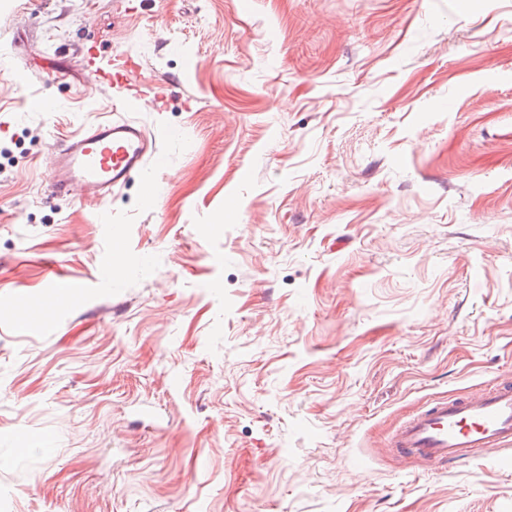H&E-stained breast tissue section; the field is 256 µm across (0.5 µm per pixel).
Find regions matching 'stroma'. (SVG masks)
<instances>
[{"label":"stroma","mask_w":512,"mask_h":512,"mask_svg":"<svg viewBox=\"0 0 512 512\" xmlns=\"http://www.w3.org/2000/svg\"><path fill=\"white\" fill-rule=\"evenodd\" d=\"M115 112L162 165L52 193ZM502 383L512 0H0V512H512L499 451L387 446ZM104 58L90 46L85 51L86 68L96 80L118 90H134V85L128 79L130 72L137 66L130 58L118 56L107 67L103 65ZM122 63H117V62Z\"/></svg>","instance_id":"35a3bbf8"}]
</instances>
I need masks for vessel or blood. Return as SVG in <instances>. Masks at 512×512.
Segmentation results:
<instances>
[{
    "label": "vessel or blood",
    "mask_w": 512,
    "mask_h": 512,
    "mask_svg": "<svg viewBox=\"0 0 512 512\" xmlns=\"http://www.w3.org/2000/svg\"><path fill=\"white\" fill-rule=\"evenodd\" d=\"M85 63L96 80L131 89L130 58L104 64L94 48ZM156 141L139 121L117 113L92 124L55 147L48 173L52 191L107 201L132 174L161 163ZM388 445L401 457L428 462L465 460L480 448L512 447V385H498L467 399L437 402L409 416L390 436Z\"/></svg>",
    "instance_id": "obj_1"
}]
</instances>
